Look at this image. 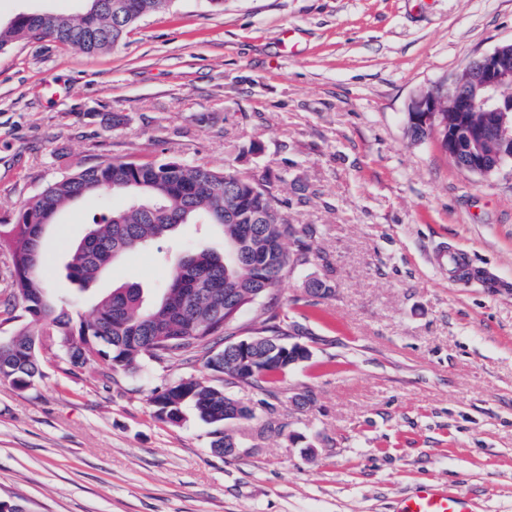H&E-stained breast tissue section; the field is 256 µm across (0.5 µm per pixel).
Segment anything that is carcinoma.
I'll return each mask as SVG.
<instances>
[{"mask_svg":"<svg viewBox=\"0 0 512 512\" xmlns=\"http://www.w3.org/2000/svg\"><path fill=\"white\" fill-rule=\"evenodd\" d=\"M86 2L77 20L60 12L51 17L17 14L0 28V51L17 40L39 36L92 57L121 43L144 17L169 10L174 0ZM436 126L409 130L416 140L436 133L445 149L442 131L448 128V113H440ZM114 194L127 195V203L95 221L91 241L70 251L66 270L72 281L89 283L123 254L168 241L179 225L195 218L205 219L225 242L238 245L243 259L226 262L205 249L173 252L166 258L170 277L158 303L145 304L142 288L125 284L100 300L92 320L74 325L69 312L49 300V269L35 243L42 242V226L52 223L63 208ZM0 251L11 259V297L21 305L19 315L11 303L3 312L11 321L22 319L11 336L0 338V381L27 388L44 377L46 337L74 367L103 361L114 369L135 371L144 361L169 366L201 356L213 373L229 375L235 356L214 349L215 339L230 330L224 323L226 310L250 306L262 288L273 293L283 276L308 263L312 246L304 232L288 223L276 196L261 190L246 172L231 166L215 171L177 160H113L66 175L23 204L15 223L0 226ZM264 315L259 336L307 335L302 323L287 320L273 306H266ZM268 352L264 344L253 348V371L245 384L267 383L311 361L309 355L297 362ZM231 402L224 386L193 377L155 390L151 397L155 416L162 421L179 423L190 404L201 420L217 425L211 448L218 453L230 438L221 426L229 422Z\"/></svg>","mask_w":512,"mask_h":512,"instance_id":"cac0c4a2","label":"carcinoma"}]
</instances>
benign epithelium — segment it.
I'll return each mask as SVG.
<instances>
[{"mask_svg":"<svg viewBox=\"0 0 512 512\" xmlns=\"http://www.w3.org/2000/svg\"><path fill=\"white\" fill-rule=\"evenodd\" d=\"M512 42L471 60L449 85H436L414 97L408 116L426 125L439 119L441 104L448 101L465 125V139L448 135L447 153L461 151L471 159L468 172L488 175L512 165Z\"/></svg>","mask_w":512,"mask_h":512,"instance_id":"7a95c632","label":"benign epithelium"}]
</instances>
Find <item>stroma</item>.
Wrapping results in <instances>:
<instances>
[{
  "instance_id": "35a3bbf8",
  "label": "stroma",
  "mask_w": 512,
  "mask_h": 512,
  "mask_svg": "<svg viewBox=\"0 0 512 512\" xmlns=\"http://www.w3.org/2000/svg\"><path fill=\"white\" fill-rule=\"evenodd\" d=\"M512 40V0H175L88 57L52 39L0 52V224L69 173L173 159L267 180L309 262L274 303L313 358L271 387L225 385L254 418L211 448L193 408L158 420L154 389L217 378L204 360L136 373L48 351L0 382V502L22 512H397L427 481L512 512V167L477 175L412 139V98ZM105 195L46 229L51 295L74 320L123 284L158 299V245L87 286L65 269ZM463 254L474 277L430 263ZM331 296L300 302L307 280ZM310 399L297 406L295 393Z\"/></svg>"
}]
</instances>
